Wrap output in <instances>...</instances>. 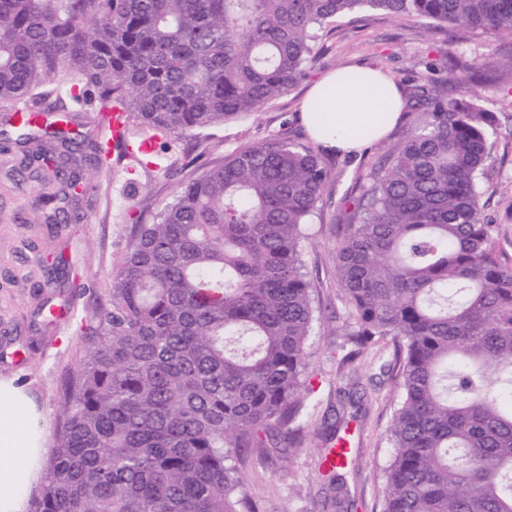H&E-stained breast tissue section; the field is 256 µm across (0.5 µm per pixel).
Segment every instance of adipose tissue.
Instances as JSON below:
<instances>
[{
    "mask_svg": "<svg viewBox=\"0 0 512 512\" xmlns=\"http://www.w3.org/2000/svg\"><path fill=\"white\" fill-rule=\"evenodd\" d=\"M303 118L312 137L352 152L385 137L402 117L396 83L381 69H337L311 89ZM43 418L23 388L0 379V512H24L45 453Z\"/></svg>",
    "mask_w": 512,
    "mask_h": 512,
    "instance_id": "ef3b65f1",
    "label": "adipose tissue"
}]
</instances>
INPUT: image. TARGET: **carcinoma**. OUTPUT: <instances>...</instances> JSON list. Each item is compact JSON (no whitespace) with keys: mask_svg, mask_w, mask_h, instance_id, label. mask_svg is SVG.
<instances>
[{"mask_svg":"<svg viewBox=\"0 0 512 512\" xmlns=\"http://www.w3.org/2000/svg\"><path fill=\"white\" fill-rule=\"evenodd\" d=\"M358 9L512 41V0H0V102L77 76L75 111L113 101L188 139L289 92ZM487 66L397 80L414 120L359 177L336 238L345 361L398 340L382 512H512V263L482 203L496 117L473 92ZM330 179L313 147L274 136L134 225L26 512H257L244 453L285 428L298 447L307 414L305 226Z\"/></svg>","mask_w":512,"mask_h":512,"instance_id":"obj_1","label":"carcinoma"}]
</instances>
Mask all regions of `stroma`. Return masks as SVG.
<instances>
[{
    "mask_svg": "<svg viewBox=\"0 0 512 512\" xmlns=\"http://www.w3.org/2000/svg\"><path fill=\"white\" fill-rule=\"evenodd\" d=\"M320 44L324 54L308 66L305 79L261 112L194 138L170 141L165 151L176 165L174 174L141 167L119 151L112 155L111 168L101 171L83 159L70 160L69 169L79 177L69 192L71 206L82 216L77 224L46 223L50 209L43 199L58 192L60 184L41 162L27 171L22 168L26 156L56 154L59 145L38 139L18 143L17 132L5 121L9 108L0 103V144L9 149L7 160L0 161V379H13L31 397L44 416L46 443L54 441L64 388L97 312L110 298L112 272L133 225L152 223L179 182L223 164L242 145L276 134L310 144L301 121L302 103L311 84L332 70L370 64L390 74H411L460 55L490 61L475 88L482 108L498 118L484 199L504 258L512 260V73L503 67L512 58V43L489 41L446 24L430 26L363 10L339 19ZM381 152L374 142L352 153L320 151L333 180L310 219L305 251L317 315L308 341L314 392L300 447L289 448L283 440L269 448L265 461L248 464L247 491L258 512H336L324 500L320 461L340 407L351 417L352 458L344 471L342 495L354 501L357 512L381 510L400 387L396 373H381L380 366L393 360L396 346L387 337L354 362L342 364L339 332L347 310L335 259L336 227L349 219L340 200L357 193L359 176Z\"/></svg>",
    "mask_w": 512,
    "mask_h": 512,
    "instance_id": "obj_1",
    "label": "stroma"
}]
</instances>
